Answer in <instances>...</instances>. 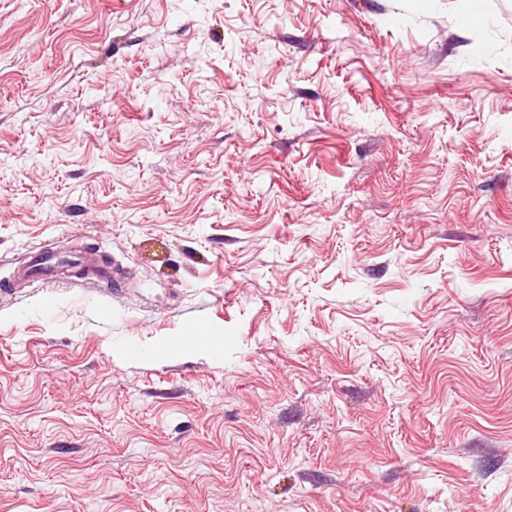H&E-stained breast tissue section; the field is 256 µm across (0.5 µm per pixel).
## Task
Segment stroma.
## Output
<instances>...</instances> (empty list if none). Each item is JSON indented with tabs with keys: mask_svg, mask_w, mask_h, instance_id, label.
Instances as JSON below:
<instances>
[{
	"mask_svg": "<svg viewBox=\"0 0 512 512\" xmlns=\"http://www.w3.org/2000/svg\"><path fill=\"white\" fill-rule=\"evenodd\" d=\"M0 285V512H512V0H0ZM56 271L57 267L54 263L53 254L41 247L36 256L29 261L28 266L19 270V277H53L56 274Z\"/></svg>",
	"mask_w": 512,
	"mask_h": 512,
	"instance_id": "35a3bbf8",
	"label": "stroma"
}]
</instances>
